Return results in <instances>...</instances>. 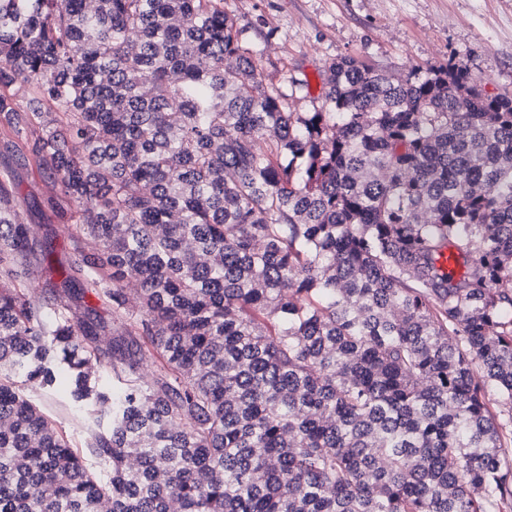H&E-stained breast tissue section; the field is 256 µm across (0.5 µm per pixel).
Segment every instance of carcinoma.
Here are the masks:
<instances>
[{
    "label": "carcinoma",
    "instance_id": "1",
    "mask_svg": "<svg viewBox=\"0 0 512 512\" xmlns=\"http://www.w3.org/2000/svg\"><path fill=\"white\" fill-rule=\"evenodd\" d=\"M260 70L224 0H0V136L112 307L40 300L1 177L0 512L512 509V93L344 57L292 112ZM27 393L30 395V399L34 405L57 421L59 428L70 440L74 450L79 452L83 457L88 470L95 475H103V466L100 464V461L91 453L89 448H84V434L78 419L63 410L67 403L65 393L62 391L55 393L27 391Z\"/></svg>",
    "mask_w": 512,
    "mask_h": 512
}]
</instances>
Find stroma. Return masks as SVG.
<instances>
[{"label": "stroma", "mask_w": 512, "mask_h": 512, "mask_svg": "<svg viewBox=\"0 0 512 512\" xmlns=\"http://www.w3.org/2000/svg\"><path fill=\"white\" fill-rule=\"evenodd\" d=\"M224 8L243 45L260 57L264 84L295 112L322 105V74L343 57L396 77L453 59L487 94L512 91V0H224ZM1 170L20 187L26 222L53 243L52 266L40 268L38 280L45 303L55 305L71 249L61 238L50 178L4 143ZM30 399L56 420L88 470L102 475L78 419L64 410L65 393L34 391Z\"/></svg>", "instance_id": "1"}]
</instances>
